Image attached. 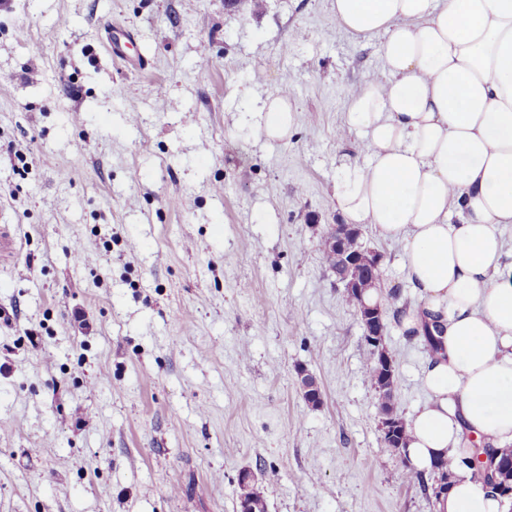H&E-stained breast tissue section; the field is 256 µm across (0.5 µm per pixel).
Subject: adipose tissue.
Masks as SVG:
<instances>
[{
  "instance_id": "ef3b65f1",
  "label": "adipose tissue",
  "mask_w": 512,
  "mask_h": 512,
  "mask_svg": "<svg viewBox=\"0 0 512 512\" xmlns=\"http://www.w3.org/2000/svg\"><path fill=\"white\" fill-rule=\"evenodd\" d=\"M339 28L382 38L389 78L347 93L367 164L343 168L336 208L403 244L423 300L405 330L438 321L427 401L405 421L403 456L454 476L435 512H505L461 465L463 434L512 445V0H333Z\"/></svg>"
}]
</instances>
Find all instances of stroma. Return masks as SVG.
<instances>
[{
    "instance_id": "stroma-1",
    "label": "stroma",
    "mask_w": 512,
    "mask_h": 512,
    "mask_svg": "<svg viewBox=\"0 0 512 512\" xmlns=\"http://www.w3.org/2000/svg\"><path fill=\"white\" fill-rule=\"evenodd\" d=\"M331 2L0 0V512H239L244 470L267 512H435L323 259L368 160L347 90L389 77ZM284 87L301 121L264 137ZM361 241L419 306L401 244ZM384 344L405 417L429 355Z\"/></svg>"
}]
</instances>
